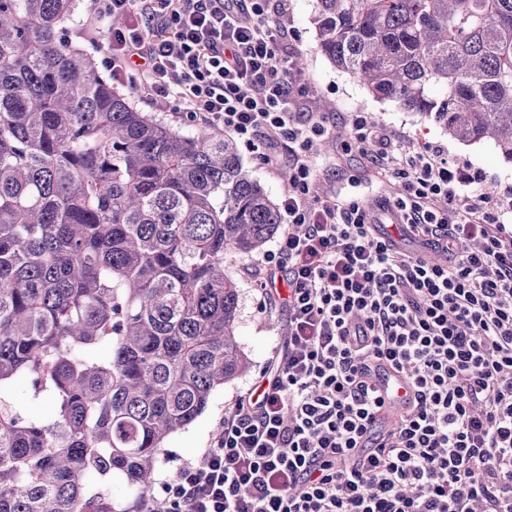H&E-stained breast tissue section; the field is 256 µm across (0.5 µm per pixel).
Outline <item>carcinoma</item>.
<instances>
[{"mask_svg":"<svg viewBox=\"0 0 512 512\" xmlns=\"http://www.w3.org/2000/svg\"><path fill=\"white\" fill-rule=\"evenodd\" d=\"M72 8L0 0V512L152 495L167 438L249 368L224 261L281 224L232 139L138 111L63 38ZM312 21L374 97L512 161V0H317ZM21 382L26 411L4 406Z\"/></svg>","mask_w":512,"mask_h":512,"instance_id":"cac0c4a2","label":"carcinoma"}]
</instances>
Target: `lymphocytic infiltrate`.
<instances>
[{"instance_id":"1","label":"lymphocytic infiltrate","mask_w":512,"mask_h":512,"mask_svg":"<svg viewBox=\"0 0 512 512\" xmlns=\"http://www.w3.org/2000/svg\"><path fill=\"white\" fill-rule=\"evenodd\" d=\"M98 2L133 18L112 32L113 81L137 71L141 93L263 137V162L289 167L283 231L262 259L288 289L284 350L143 512H512V188L480 192L439 145L397 155L391 132L356 114L351 142L401 191L378 211L322 195L327 120L301 111L270 22L288 0ZM403 238L415 253L400 254ZM376 363L413 389L385 432Z\"/></svg>"}]
</instances>
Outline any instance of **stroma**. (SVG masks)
<instances>
[{
	"label": "stroma",
	"instance_id": "1",
	"mask_svg": "<svg viewBox=\"0 0 512 512\" xmlns=\"http://www.w3.org/2000/svg\"><path fill=\"white\" fill-rule=\"evenodd\" d=\"M314 10L315 0H288V11L279 22L291 34L292 51L305 58L306 66L300 78L306 90L308 110L316 111L321 99L330 104L326 114L330 132L324 138L326 146L321 149L319 159V179L325 188L340 199L371 206L395 195L396 179L374 167L366 155L349 144V120L357 112L391 131L401 153L414 154L427 145L438 144L445 148L453 167L481 172L485 185L496 189L512 187V163L505 161L491 143L464 145L452 140L447 132L421 116L404 111L393 102L374 99L356 79L333 66L318 47L311 22ZM63 27L66 38L91 53L102 74L110 75L106 59L111 54L112 33L107 24L99 22L94 0H75L73 15ZM121 90L130 96L139 111L159 114L167 125L182 134L192 135L200 128L199 122L179 109L172 99L159 104L143 97L133 86L125 84ZM240 155L244 166L260 181L270 198L280 200L288 189L287 165L268 168L255 148H241ZM255 261L252 255H231L224 264L226 273L239 289L236 334L252 367L248 373L217 389L196 421L168 439L157 465V482L169 479L181 461L192 459L210 446L225 411L259 381L261 369L283 348L287 313L282 304L264 298L257 288Z\"/></svg>",
	"mask_w": 512,
	"mask_h": 512
}]
</instances>
